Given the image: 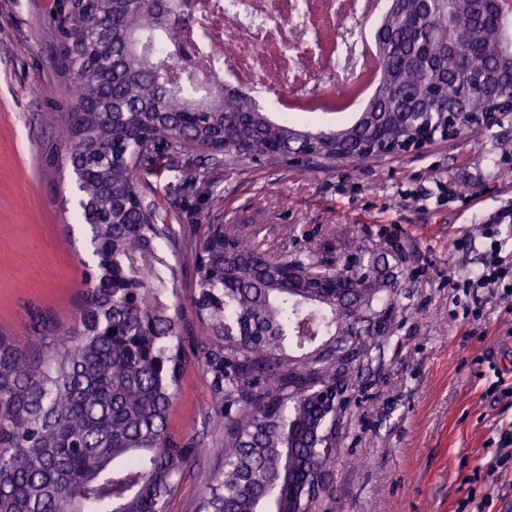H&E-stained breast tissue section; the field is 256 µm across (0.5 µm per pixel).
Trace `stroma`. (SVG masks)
<instances>
[{
  "label": "stroma",
  "instance_id": "obj_1",
  "mask_svg": "<svg viewBox=\"0 0 512 512\" xmlns=\"http://www.w3.org/2000/svg\"><path fill=\"white\" fill-rule=\"evenodd\" d=\"M57 0H0V329L27 334L32 310L71 326L84 300L87 257L65 226L76 207L55 117L72 92L59 69ZM512 113L421 151L362 164L305 165L260 157L234 169L140 171L144 201L171 224L203 236L212 224L246 228L273 254L313 252L342 263L380 255L401 282L404 310L361 367L336 464L338 512H512V311L449 288L453 272L480 267L484 225L512 237ZM217 181L212 195L174 192ZM176 304L200 341L192 264L172 259ZM480 308L479 321L464 313ZM210 379L187 367L174 400L175 435L204 436L167 512H194L221 468L224 446L204 432Z\"/></svg>",
  "mask_w": 512,
  "mask_h": 512
}]
</instances>
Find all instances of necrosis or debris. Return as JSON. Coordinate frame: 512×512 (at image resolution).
I'll return each mask as SVG.
<instances>
[{
    "instance_id": "1",
    "label": "necrosis or debris",
    "mask_w": 512,
    "mask_h": 512,
    "mask_svg": "<svg viewBox=\"0 0 512 512\" xmlns=\"http://www.w3.org/2000/svg\"><path fill=\"white\" fill-rule=\"evenodd\" d=\"M370 0H193L192 27L205 35L191 57L168 43L154 48L173 71L193 67L227 89L248 84L255 96L272 86L306 94L313 82L335 85L337 73L358 70L362 54L347 20L367 16Z\"/></svg>"
}]
</instances>
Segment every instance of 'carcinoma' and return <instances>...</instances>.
Here are the masks:
<instances>
[{
  "label": "carcinoma",
  "instance_id": "cac0c4a2",
  "mask_svg": "<svg viewBox=\"0 0 512 512\" xmlns=\"http://www.w3.org/2000/svg\"><path fill=\"white\" fill-rule=\"evenodd\" d=\"M182 0H70L59 8V65L76 91L64 125L92 269L74 325L41 313L22 341L0 331V512H166L202 443L177 438L169 416L191 354L181 315L165 301L172 248L194 264L195 307L211 378L213 427L224 429V469L196 512H315L336 508L331 480L345 415L322 402L358 376L382 336L356 335L345 296L313 299L288 282L295 267L333 278L310 255H271L237 225L178 238L144 205L138 170L220 168L269 147L304 148L319 124L264 111L224 85L188 74L171 84L154 65L155 38L176 44ZM512 16L490 0H391L377 31L383 78L362 111L326 122L350 160L367 140L407 133L412 113L432 119L457 100L479 113L512 97ZM370 305L393 315L398 294ZM344 336L361 358L303 359L306 347Z\"/></svg>",
  "mask_w": 512,
  "mask_h": 512
}]
</instances>
